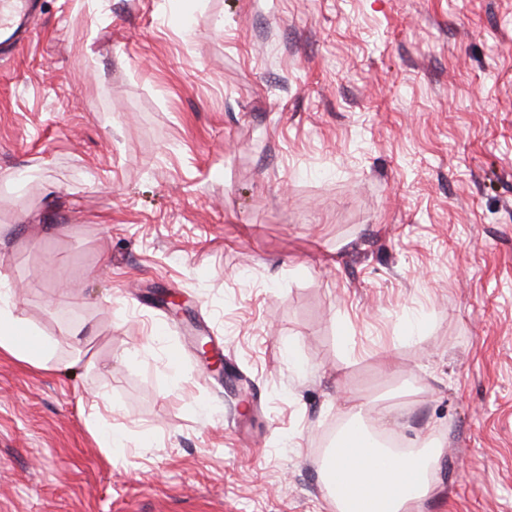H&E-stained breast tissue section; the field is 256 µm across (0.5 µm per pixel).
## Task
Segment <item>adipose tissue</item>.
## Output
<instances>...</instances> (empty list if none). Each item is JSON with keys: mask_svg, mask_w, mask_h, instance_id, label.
<instances>
[{"mask_svg": "<svg viewBox=\"0 0 512 512\" xmlns=\"http://www.w3.org/2000/svg\"><path fill=\"white\" fill-rule=\"evenodd\" d=\"M0 351L33 365L48 362L54 353L53 341L16 315L7 287L0 289ZM340 408L351 422L328 451L335 461L330 482L337 512H416L432 492L430 475L441 444L428 441L407 452L388 448L361 425L367 410L361 398L342 396Z\"/></svg>", "mask_w": 512, "mask_h": 512, "instance_id": "ef3b65f1", "label": "adipose tissue"}]
</instances>
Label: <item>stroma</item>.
<instances>
[{"label":"stroma","mask_w":512,"mask_h":512,"mask_svg":"<svg viewBox=\"0 0 512 512\" xmlns=\"http://www.w3.org/2000/svg\"><path fill=\"white\" fill-rule=\"evenodd\" d=\"M30 28L0 46V279L57 347L0 354V512H336L344 392L442 442L422 512H512V0Z\"/></svg>","instance_id":"obj_1"}]
</instances>
